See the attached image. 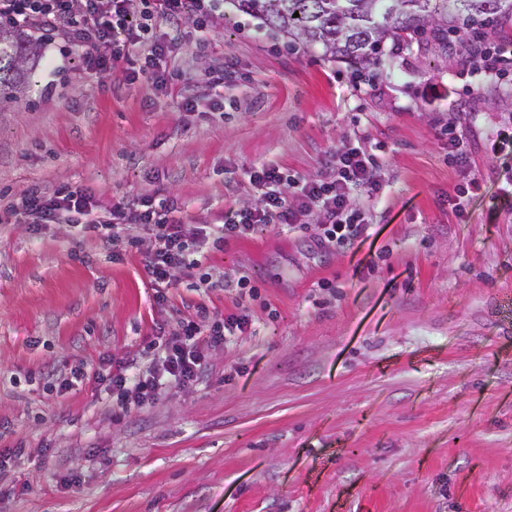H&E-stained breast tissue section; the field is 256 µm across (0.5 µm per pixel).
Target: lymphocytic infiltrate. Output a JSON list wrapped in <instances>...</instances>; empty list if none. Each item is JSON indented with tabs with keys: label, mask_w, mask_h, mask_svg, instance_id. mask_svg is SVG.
Masks as SVG:
<instances>
[{
	"label": "lymphocytic infiltrate",
	"mask_w": 512,
	"mask_h": 512,
	"mask_svg": "<svg viewBox=\"0 0 512 512\" xmlns=\"http://www.w3.org/2000/svg\"><path fill=\"white\" fill-rule=\"evenodd\" d=\"M130 0H0V20L18 26H38L44 31H63L79 44L86 46V70L91 72L117 70L126 79H145L151 84L165 82L164 74L156 70L134 67L129 54L131 45L147 43L150 60L170 52L181 37L173 31L167 39L148 40V24L152 21L175 22L183 17L210 16L206 0H142L143 24L132 25ZM466 60L488 73L492 82L512 70V42L467 39L461 42ZM324 173L286 178L283 168L263 163L252 167L248 183L260 193V205L253 210L226 204L224 222L217 232L198 228L186 234L182 224L172 215L180 206L172 198L148 195L128 196L113 203L109 210H100L94 195L83 188L46 190L31 186L19 206L33 223L65 222L84 230L98 232L104 249L113 259H121L126 246L134 245L138 232L150 234L155 243L145 258L144 269L158 304L168 301L172 286L171 271L198 266V251L218 250L229 242L251 236L259 227H269L309 236L321 249L356 252L371 237L373 207L382 189L380 163L375 154L357 147L330 153ZM292 180L293 195H285L282 185ZM366 198L364 207L351 204L353 192ZM320 212L322 221L317 230H310L304 218ZM252 321L244 305L225 315L223 321L201 328L186 321L165 331L164 355L137 376H129L128 366L116 362L108 371H72L64 378L60 389L75 383L92 382L106 385L116 395L122 411L142 409L152 405L168 387H185L203 379L208 370L206 351L230 342L248 331Z\"/></svg>",
	"instance_id": "obj_1"
}]
</instances>
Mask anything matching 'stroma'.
Returning <instances> with one entry per match:
<instances>
[{
	"instance_id": "obj_1",
	"label": "stroma",
	"mask_w": 512,
	"mask_h": 512,
	"mask_svg": "<svg viewBox=\"0 0 512 512\" xmlns=\"http://www.w3.org/2000/svg\"><path fill=\"white\" fill-rule=\"evenodd\" d=\"M177 26L160 66L190 70L186 91L87 72L66 34L41 41L34 87L0 97V210L36 182L105 207L158 192L191 233L223 223L225 201L258 206L254 165L311 177L325 152L379 142L384 253L360 274L351 254L270 228L210 253L212 277L257 286L252 331L208 350L202 383L123 414L102 388L60 393L52 376L106 355L149 363L159 325L223 319L234 295L192 290L177 268L158 306L148 233L116 261L96 233L6 216L0 444L25 452L0 469V512H512V210L488 216L512 72L491 88L442 42L389 41L369 77L231 0ZM451 124L464 169L440 133ZM472 172L483 187L455 216L445 201Z\"/></svg>"
}]
</instances>
